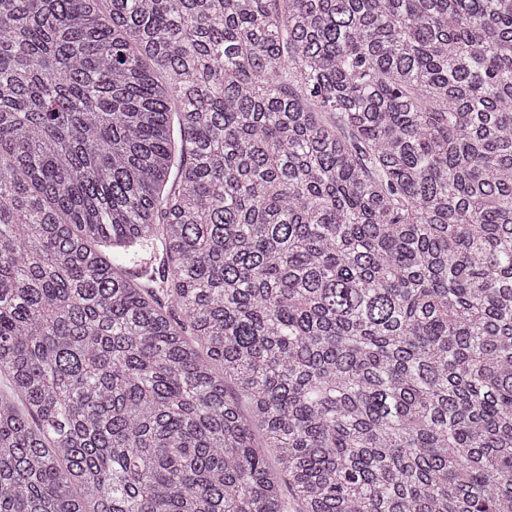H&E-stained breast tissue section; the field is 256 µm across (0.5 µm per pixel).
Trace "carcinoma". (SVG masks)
Wrapping results in <instances>:
<instances>
[{
    "label": "carcinoma",
    "mask_w": 512,
    "mask_h": 512,
    "mask_svg": "<svg viewBox=\"0 0 512 512\" xmlns=\"http://www.w3.org/2000/svg\"><path fill=\"white\" fill-rule=\"evenodd\" d=\"M2 378L0 512H512V0H0Z\"/></svg>",
    "instance_id": "1"
}]
</instances>
